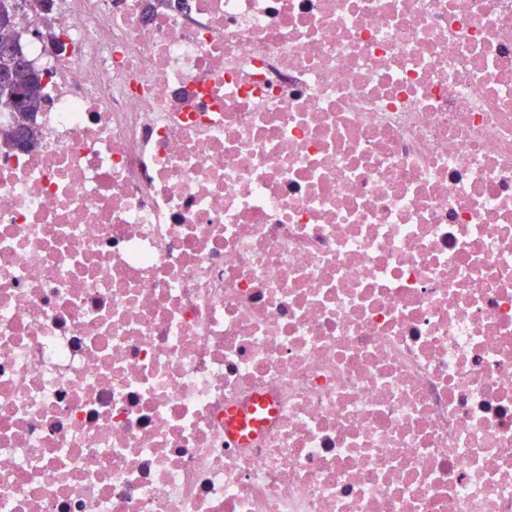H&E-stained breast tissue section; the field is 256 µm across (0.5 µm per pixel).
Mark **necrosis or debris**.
Returning a JSON list of instances; mask_svg holds the SVG:
<instances>
[{
    "label": "necrosis or debris",
    "mask_w": 512,
    "mask_h": 512,
    "mask_svg": "<svg viewBox=\"0 0 512 512\" xmlns=\"http://www.w3.org/2000/svg\"><path fill=\"white\" fill-rule=\"evenodd\" d=\"M52 5L0 512H512V0Z\"/></svg>",
    "instance_id": "1"
}]
</instances>
